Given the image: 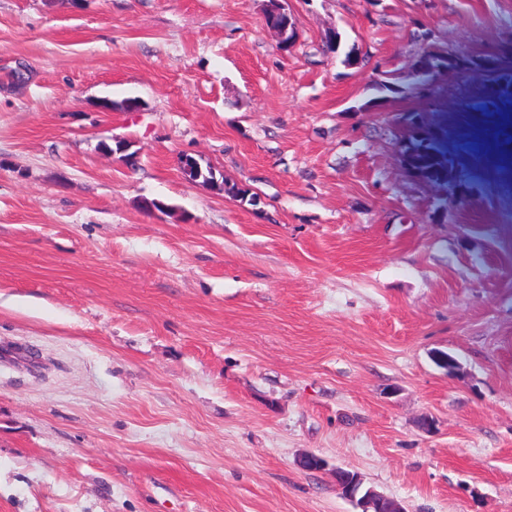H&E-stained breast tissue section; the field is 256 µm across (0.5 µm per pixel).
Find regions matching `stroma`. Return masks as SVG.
<instances>
[{"mask_svg": "<svg viewBox=\"0 0 512 512\" xmlns=\"http://www.w3.org/2000/svg\"><path fill=\"white\" fill-rule=\"evenodd\" d=\"M264 5L0 0V512H512V0ZM267 4H265V8L262 14V19L265 24V30L270 34H273L279 41L281 47L285 50H288V47H291L294 40H291L294 37V26H291V21L288 15V30L291 28V34L288 35V40H286V30L287 25L281 24L278 20V12H274V15L269 14L267 10ZM268 22V23H267ZM424 32H428L432 36V40L428 43L424 42L423 40H428L430 38V35L428 33L417 35V41L421 42L422 52L418 56V63H423L427 69L424 71L422 75H415L414 71L411 70L410 74L407 76L408 80V86L411 89L417 90H430L435 91V85L434 82L436 81V78H441L448 74V69L452 67V63L448 62V51L431 47L435 49L434 54L430 51V46L432 44H436L435 39V33L432 29H425ZM421 37V39L419 38ZM445 56H447V59H445ZM423 57L426 59L423 60ZM299 464L305 470L328 471L334 477L339 493L359 509L354 512H407L399 501L385 496L374 488L365 487L363 478L358 472L354 481L348 483L341 479L344 469L336 467V471L329 470L327 462L317 455L306 454L300 459Z\"/></svg>", "mask_w": 512, "mask_h": 512, "instance_id": "stroma-1", "label": "stroma"}]
</instances>
